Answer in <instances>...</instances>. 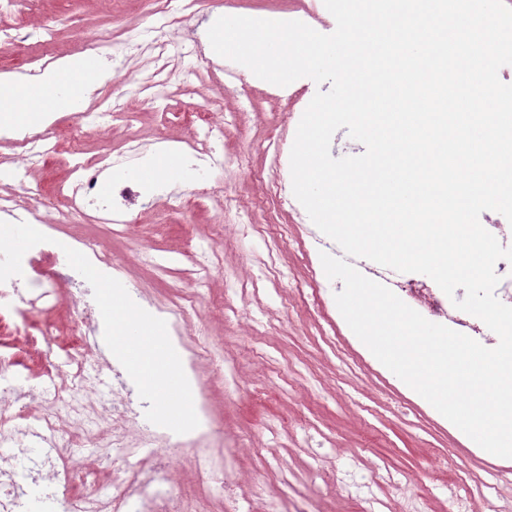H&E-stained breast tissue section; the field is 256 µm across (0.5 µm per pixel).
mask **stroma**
Returning a JSON list of instances; mask_svg holds the SVG:
<instances>
[{"mask_svg":"<svg viewBox=\"0 0 512 512\" xmlns=\"http://www.w3.org/2000/svg\"><path fill=\"white\" fill-rule=\"evenodd\" d=\"M155 0H38L20 16L13 0H0V74L26 58L50 52L61 57L92 54L104 79L97 90L128 69L141 77L156 68L151 43L165 44L173 74L154 97L126 96L106 128L72 134L77 113H57L48 134L52 154L16 175L19 149L0 141V194L31 205L51 195L71 172L75 155L93 160L130 139L158 142V154L176 156L184 140L203 127L200 113H213L224 127L218 148L228 163L222 179L208 168L169 182V190L194 199L192 212L168 215L162 205L139 210L128 231L115 234L95 215L71 216L56 235L94 234L124 262V287L152 298L191 286L188 262L211 269L193 284L198 296L192 331L206 337L238 365V385L212 378L211 407L237 440L232 457L239 499L257 503L280 492L295 501L312 497L316 512H450L457 469L476 476L498 473V492L473 495L472 512H512V459L491 456L372 355L339 312L343 284L326 274L310 277L319 255L303 257L296 241L315 225L299 202L281 203L274 183L276 149L290 151L298 123L317 84L301 78L280 87L263 80L240 86L237 78L204 65L180 35L156 28ZM174 15L208 26L221 16L253 15L299 20L328 34L335 20L323 0H173ZM26 32L27 40L16 37ZM111 35L123 50L86 51V40ZM226 214L224 241L212 226ZM192 257L182 254L184 242ZM150 248L154 266L141 264ZM56 302L39 312L47 329L40 348L55 345L82 319L67 305L75 286L54 283ZM372 481L374 504L358 497L353 480Z\"/></svg>","mask_w":512,"mask_h":512,"instance_id":"35a3bbf8","label":"stroma"}]
</instances>
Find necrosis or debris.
<instances>
[{"mask_svg":"<svg viewBox=\"0 0 512 512\" xmlns=\"http://www.w3.org/2000/svg\"><path fill=\"white\" fill-rule=\"evenodd\" d=\"M150 149V143L131 140L119 151L108 150L77 165L58 186L55 200L37 199V207L52 215V224L66 223L70 212L90 211L106 216L108 224L129 227L142 190L119 173ZM52 224L39 229L50 232ZM358 266L382 279L400 299L411 300L426 319L491 340L486 326L453 313L438 286L413 287L367 260ZM68 268L58 245L42 243L28 250L22 276L0 283V326L15 324L22 314L27 319L23 335L38 332L34 318L53 298L54 272ZM193 307L192 296L183 289L149 305L171 329L185 352L193 385L202 390L222 356L205 339L189 336ZM37 358L45 382L34 394L18 360L0 354V512H239L234 476L222 452L223 435L213 426L207 404L199 406L198 429L174 440L164 428L142 419L123 383L113 385L111 401L98 399L104 365L93 358L86 331L71 332L56 353L41 352ZM172 446L191 449L188 463L196 487L169 482ZM87 447L108 449L124 463L120 475L109 481L87 467L85 476L95 486L89 493L75 488L72 470L73 449Z\"/></svg>","mask_w":512,"mask_h":512,"instance_id":"1","label":"necrosis or debris"}]
</instances>
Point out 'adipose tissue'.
<instances>
[{
    "instance_id": "ef3b65f1",
    "label": "adipose tissue",
    "mask_w": 512,
    "mask_h": 512,
    "mask_svg": "<svg viewBox=\"0 0 512 512\" xmlns=\"http://www.w3.org/2000/svg\"><path fill=\"white\" fill-rule=\"evenodd\" d=\"M91 63V58L76 55L32 81L0 79V122L10 124L19 118L26 126L38 127L58 109L81 111L97 82L96 76L87 73Z\"/></svg>"
}]
</instances>
